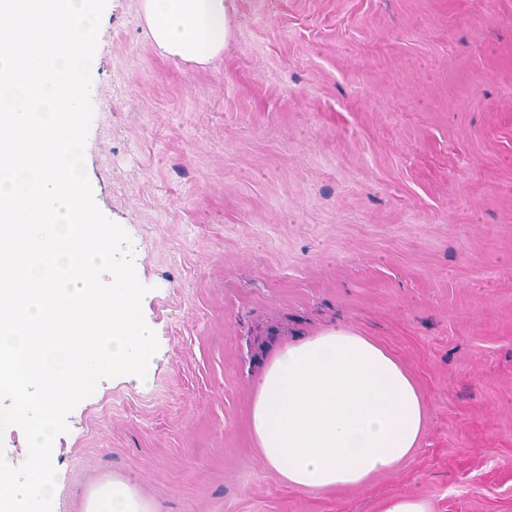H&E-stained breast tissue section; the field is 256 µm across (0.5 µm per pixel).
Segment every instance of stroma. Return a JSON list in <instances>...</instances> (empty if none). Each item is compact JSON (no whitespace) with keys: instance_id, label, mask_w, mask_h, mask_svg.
<instances>
[{"instance_id":"1","label":"stroma","mask_w":512,"mask_h":512,"mask_svg":"<svg viewBox=\"0 0 512 512\" xmlns=\"http://www.w3.org/2000/svg\"><path fill=\"white\" fill-rule=\"evenodd\" d=\"M224 53L162 57L107 0L85 165L158 341L54 440L53 512L131 480L156 512H512V0H232ZM344 319L425 400L414 455L288 486L249 424L261 343ZM379 512H434L429 498L412 493L385 500Z\"/></svg>"}]
</instances>
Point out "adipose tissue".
<instances>
[{"label": "adipose tissue", "mask_w": 512, "mask_h": 512, "mask_svg": "<svg viewBox=\"0 0 512 512\" xmlns=\"http://www.w3.org/2000/svg\"><path fill=\"white\" fill-rule=\"evenodd\" d=\"M146 34L172 60L202 66L221 56L231 0H141ZM250 426L260 454L307 492L358 487L412 456L426 409L400 361L339 321L265 351L252 382ZM83 512H153L134 484L97 486Z\"/></svg>", "instance_id": "adipose-tissue-1"}]
</instances>
